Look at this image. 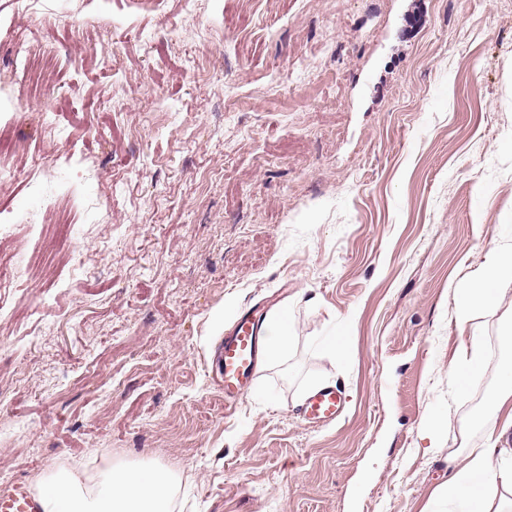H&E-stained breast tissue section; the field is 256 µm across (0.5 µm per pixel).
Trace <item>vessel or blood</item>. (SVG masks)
Here are the masks:
<instances>
[{
	"label": "vessel or blood",
	"mask_w": 512,
	"mask_h": 512,
	"mask_svg": "<svg viewBox=\"0 0 512 512\" xmlns=\"http://www.w3.org/2000/svg\"><path fill=\"white\" fill-rule=\"evenodd\" d=\"M264 332L263 320L246 312L216 348L211 359L212 375L222 388L225 410L235 409L251 387ZM345 406L342 388L328 385L306 397L299 415L309 426L319 428L335 423ZM0 512H42L40 496L26 481L15 480L0 487Z\"/></svg>",
	"instance_id": "1"
}]
</instances>
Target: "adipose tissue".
Here are the masks:
<instances>
[{
	"mask_svg": "<svg viewBox=\"0 0 512 512\" xmlns=\"http://www.w3.org/2000/svg\"><path fill=\"white\" fill-rule=\"evenodd\" d=\"M512 284V251L491 250L481 277L455 288L459 324L474 309H496ZM496 420L485 445L449 461L448 482L441 488L445 505L432 512H512V377L493 398ZM177 479L161 466L124 467L106 462L95 474L79 466L39 474L43 512H174Z\"/></svg>",
	"mask_w": 512,
	"mask_h": 512,
	"instance_id": "obj_1",
	"label": "adipose tissue"
}]
</instances>
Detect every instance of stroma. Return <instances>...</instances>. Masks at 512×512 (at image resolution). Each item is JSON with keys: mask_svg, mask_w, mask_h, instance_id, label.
Segmentation results:
<instances>
[{"mask_svg": "<svg viewBox=\"0 0 512 512\" xmlns=\"http://www.w3.org/2000/svg\"><path fill=\"white\" fill-rule=\"evenodd\" d=\"M2 95L33 110L0 111V214L38 184L68 219L0 223L8 479L108 458L174 471V512H423L483 445L512 286L464 327L452 289L512 250V0H0ZM250 309L293 344L228 412L211 349ZM315 379L334 425L297 415ZM346 398L342 388L328 385L310 393L299 409V416L311 427L335 423L345 412Z\"/></svg>", "mask_w": 512, "mask_h": 512, "instance_id": "35a3bbf8", "label": "stroma"}]
</instances>
